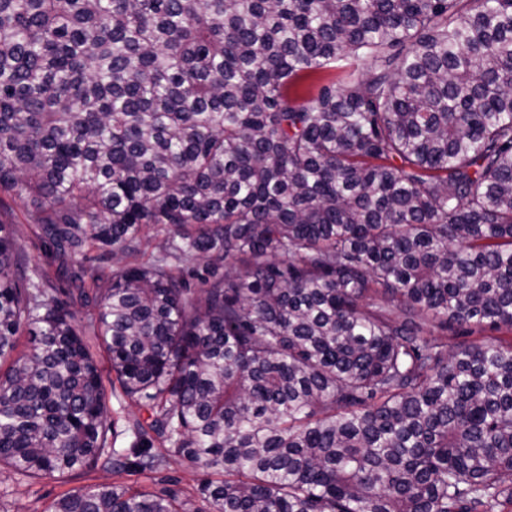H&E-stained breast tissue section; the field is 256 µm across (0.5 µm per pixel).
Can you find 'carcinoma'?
I'll return each instance as SVG.
<instances>
[{"instance_id": "obj_1", "label": "carcinoma", "mask_w": 512, "mask_h": 512, "mask_svg": "<svg viewBox=\"0 0 512 512\" xmlns=\"http://www.w3.org/2000/svg\"><path fill=\"white\" fill-rule=\"evenodd\" d=\"M13 192L55 256L171 237L58 288L0 224V362L32 344L0 467L173 455L211 512H512V0H0ZM97 343L147 413L126 448ZM50 512L201 510L107 485Z\"/></svg>"}]
</instances>
